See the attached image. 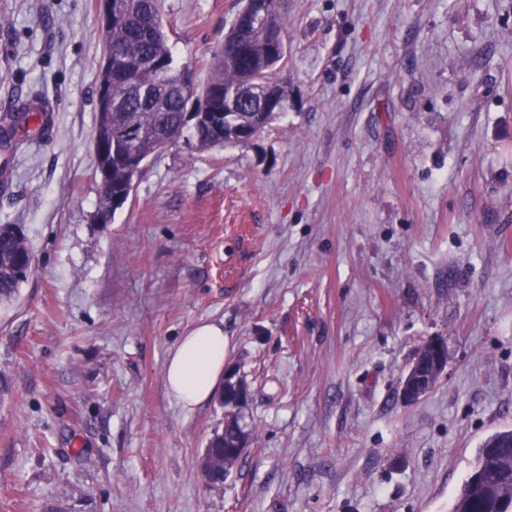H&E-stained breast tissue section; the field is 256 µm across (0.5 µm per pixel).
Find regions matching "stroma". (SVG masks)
I'll return each mask as SVG.
<instances>
[{"mask_svg":"<svg viewBox=\"0 0 512 512\" xmlns=\"http://www.w3.org/2000/svg\"><path fill=\"white\" fill-rule=\"evenodd\" d=\"M240 0H161L195 84ZM288 102L245 145L150 158L110 223L93 151L102 0H0V224L34 271L0 305V512H451L512 429V0H279ZM224 327L250 446L200 458L168 352ZM448 366L413 403L424 343ZM30 104L25 103L21 107H17L16 109H13L10 112H6L1 116L0 119V131H1V143L4 142V137L2 136V133L6 135V144L10 146L11 148L16 147L18 143L14 142L12 143L11 140L14 138V136L17 133V125L20 122V114L18 112H25L23 113L26 117H29L31 115L30 112H45L39 109L38 107L33 108L29 113L27 112ZM425 357L431 358L434 361L438 371H441V376L445 371V369L441 370V368L446 358H448L445 343L440 339H433L427 342L419 350L413 362L407 368L401 381L400 393L403 399L406 401H414L421 395L424 383L422 380H420L418 372L422 365L423 358Z\"/></svg>","mask_w":512,"mask_h":512,"instance_id":"35a3bbf8","label":"stroma"}]
</instances>
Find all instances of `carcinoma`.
<instances>
[{"label": "carcinoma", "mask_w": 512, "mask_h": 512, "mask_svg": "<svg viewBox=\"0 0 512 512\" xmlns=\"http://www.w3.org/2000/svg\"><path fill=\"white\" fill-rule=\"evenodd\" d=\"M104 49L123 50L140 56L144 66L139 72L142 84L149 86L152 94L141 98H123L112 105V135L123 137L139 155L148 159L163 151L162 140L168 130L179 125L183 108L182 85L188 73L174 67V59L165 32L160 11V0H134L125 20L102 29ZM236 27L226 35L224 47L213 52L208 61L210 77L207 85L221 91H230L245 83L259 86L268 83L280 85L282 102L288 101L287 84L280 74L288 58L269 51L267 31L251 29L244 40L250 44L247 58L235 51ZM162 68L164 79L156 75ZM29 104H24L0 116V132L6 135V144L17 146L12 138L17 133L20 113L30 116ZM274 117L260 107L256 94L242 105L240 112L224 113V122L218 131H196L187 128V141L197 150L221 148L226 144H245L262 130ZM32 252L22 229L16 224H0V304L15 300L20 288L31 275L22 270L24 261ZM223 436L214 432L208 443L209 453L225 457L226 471H231L239 459L222 449ZM512 457V430H501L488 437L481 448L471 473L464 481L452 505V512H497L498 503L512 502V467L500 466L499 459Z\"/></svg>", "instance_id": "carcinoma-1"}]
</instances>
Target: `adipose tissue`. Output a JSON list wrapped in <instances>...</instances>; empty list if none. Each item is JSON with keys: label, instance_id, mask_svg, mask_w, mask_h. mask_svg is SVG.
<instances>
[{"label": "adipose tissue", "instance_id": "adipose-tissue-1", "mask_svg": "<svg viewBox=\"0 0 512 512\" xmlns=\"http://www.w3.org/2000/svg\"><path fill=\"white\" fill-rule=\"evenodd\" d=\"M226 349L224 330L215 323L200 324L182 336L165 362L169 397L185 410L208 401L224 376Z\"/></svg>", "mask_w": 512, "mask_h": 512}]
</instances>
